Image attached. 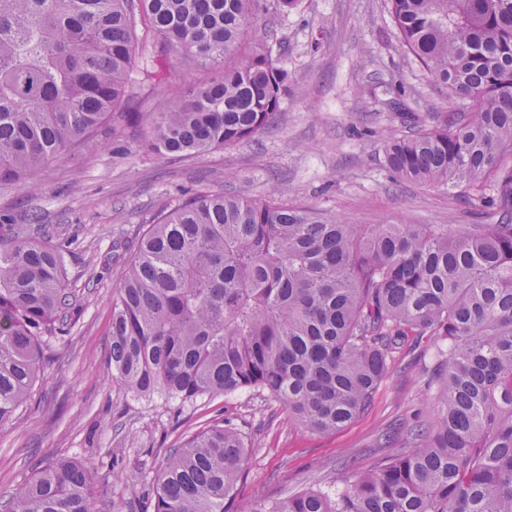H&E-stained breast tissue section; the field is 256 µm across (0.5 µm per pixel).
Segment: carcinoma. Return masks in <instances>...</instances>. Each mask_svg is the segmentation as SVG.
Returning <instances> with one entry per match:
<instances>
[{"label":"carcinoma","instance_id":"carcinoma-1","mask_svg":"<svg viewBox=\"0 0 512 512\" xmlns=\"http://www.w3.org/2000/svg\"><path fill=\"white\" fill-rule=\"evenodd\" d=\"M407 52L457 104L387 141L386 168L479 207L478 224H346L288 190L265 201L192 194L147 227L112 306V377L184 407L253 390L316 433L371 405L414 336L434 418L344 489L236 501L246 437L216 420L153 475L154 512H512V0H387ZM297 0H0V188L36 175L112 120L120 140L149 96L137 27L219 71L145 113L138 148L182 158L255 137L276 120L288 70L261 42V12ZM68 245L0 217V424L67 333ZM90 469L48 463L0 496V512H93Z\"/></svg>","mask_w":512,"mask_h":512}]
</instances>
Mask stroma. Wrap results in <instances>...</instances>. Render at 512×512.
Segmentation results:
<instances>
[{
	"instance_id": "stroma-1",
	"label": "stroma",
	"mask_w": 512,
	"mask_h": 512,
	"mask_svg": "<svg viewBox=\"0 0 512 512\" xmlns=\"http://www.w3.org/2000/svg\"><path fill=\"white\" fill-rule=\"evenodd\" d=\"M280 55L292 87L280 119L250 141L201 156L167 160L137 152L133 138H112L104 124L75 155L44 168L39 189H0V214L15 223L36 215L70 242L64 280L73 295L71 330L42 346L45 379L0 424V492L57 458L93 474V512H153L150 480L167 449L212 420L228 417L249 445L247 478L237 496L281 498L332 483L348 467H369L401 446L427 410L424 362L416 348L395 358L370 407L342 430L314 433L278 403L243 391L174 411L112 378L109 359L116 273L135 253L152 216L194 190L264 200L281 187L295 199L350 224H472L457 193L401 182L384 166L388 139L416 133L385 101L401 87L426 125L452 104L402 47L387 0H298L260 15L248 34Z\"/></svg>"
}]
</instances>
